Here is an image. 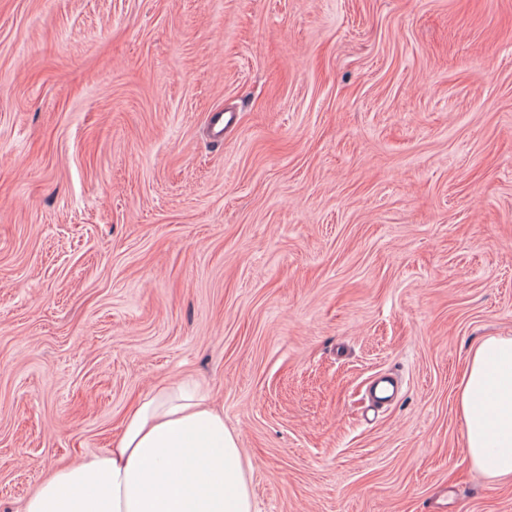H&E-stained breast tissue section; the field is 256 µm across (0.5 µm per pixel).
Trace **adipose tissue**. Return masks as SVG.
Here are the masks:
<instances>
[{
	"label": "adipose tissue",
	"mask_w": 512,
	"mask_h": 512,
	"mask_svg": "<svg viewBox=\"0 0 512 512\" xmlns=\"http://www.w3.org/2000/svg\"><path fill=\"white\" fill-rule=\"evenodd\" d=\"M457 408L473 471L512 483V337L474 346ZM22 512H253L238 440L199 383L156 384L111 448L57 468Z\"/></svg>",
	"instance_id": "ef3b65f1"
}]
</instances>
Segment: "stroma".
I'll list each match as a JSON object with an SVG mask.
<instances>
[{
  "label": "stroma",
  "mask_w": 512,
  "mask_h": 512,
  "mask_svg": "<svg viewBox=\"0 0 512 512\" xmlns=\"http://www.w3.org/2000/svg\"><path fill=\"white\" fill-rule=\"evenodd\" d=\"M489 336L512 0H0V512L185 377L255 512H512L457 411Z\"/></svg>",
  "instance_id": "stroma-1"
}]
</instances>
